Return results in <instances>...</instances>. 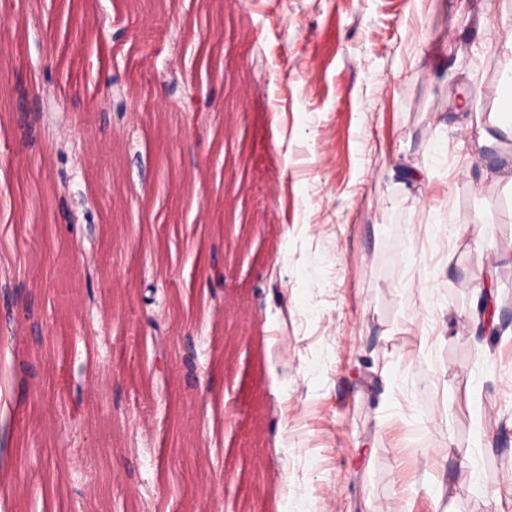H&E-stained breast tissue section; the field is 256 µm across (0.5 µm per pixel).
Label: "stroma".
<instances>
[{
  "label": "stroma",
  "instance_id": "35a3bbf8",
  "mask_svg": "<svg viewBox=\"0 0 512 512\" xmlns=\"http://www.w3.org/2000/svg\"><path fill=\"white\" fill-rule=\"evenodd\" d=\"M92 28L53 49L89 106L119 71L137 101L78 169L95 191L94 233L112 262L96 320L116 327L144 281L170 280V308L199 306L222 241L223 316L196 321L200 363L159 385L151 348L86 353L59 278L43 160L0 132V242L33 271L53 316V398L79 407L110 484L78 512H512V0H52ZM499 34L492 45L485 32ZM196 83L222 107L197 144L162 83ZM471 92L470 109L455 101ZM497 321L477 334L476 277ZM123 415L115 417L113 399ZM59 406L19 405L0 467L12 512L63 472L51 452ZM203 461L174 456L172 441Z\"/></svg>",
  "mask_w": 512,
  "mask_h": 512
}]
</instances>
